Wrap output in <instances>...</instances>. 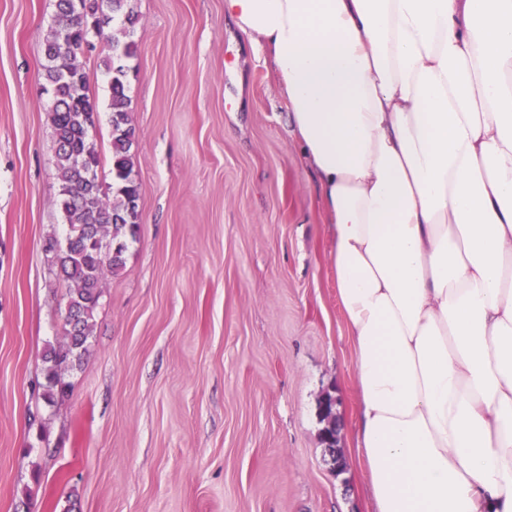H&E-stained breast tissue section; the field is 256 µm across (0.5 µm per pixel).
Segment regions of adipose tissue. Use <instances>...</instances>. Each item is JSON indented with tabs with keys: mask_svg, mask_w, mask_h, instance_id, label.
Listing matches in <instances>:
<instances>
[{
	"mask_svg": "<svg viewBox=\"0 0 512 512\" xmlns=\"http://www.w3.org/2000/svg\"><path fill=\"white\" fill-rule=\"evenodd\" d=\"M288 102L373 512H512V0H224Z\"/></svg>",
	"mask_w": 512,
	"mask_h": 512,
	"instance_id": "ef3b65f1",
	"label": "adipose tissue"
}]
</instances>
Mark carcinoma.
Segmentation results:
<instances>
[{"instance_id": "obj_1", "label": "carcinoma", "mask_w": 512, "mask_h": 512, "mask_svg": "<svg viewBox=\"0 0 512 512\" xmlns=\"http://www.w3.org/2000/svg\"><path fill=\"white\" fill-rule=\"evenodd\" d=\"M131 0H57L46 37L43 78L52 99L59 199L67 224L64 243L46 248L56 276L69 286L63 339L44 355L42 397L49 405L68 397L66 377L81 366L94 329L103 283L124 267L127 238L139 224V185L131 164L135 131L128 119L126 61L136 54L138 14ZM103 43L112 72V193L98 178L103 157L93 135L95 102L89 95L86 55Z\"/></svg>"}]
</instances>
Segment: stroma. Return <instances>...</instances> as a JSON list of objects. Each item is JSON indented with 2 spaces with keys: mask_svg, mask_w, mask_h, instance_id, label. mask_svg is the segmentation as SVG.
Segmentation results:
<instances>
[{
  "mask_svg": "<svg viewBox=\"0 0 512 512\" xmlns=\"http://www.w3.org/2000/svg\"><path fill=\"white\" fill-rule=\"evenodd\" d=\"M132 4L139 233L48 408L35 383L67 304L44 250L67 228L42 90L55 0H0V512H370L353 348L288 103L224 0Z\"/></svg>",
  "mask_w": 512,
  "mask_h": 512,
  "instance_id": "1",
  "label": "stroma"
}]
</instances>
